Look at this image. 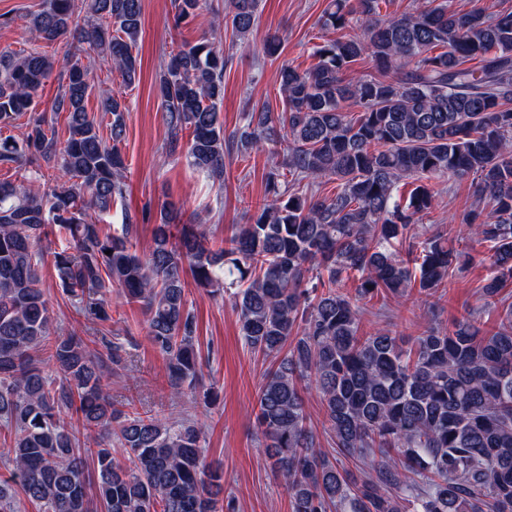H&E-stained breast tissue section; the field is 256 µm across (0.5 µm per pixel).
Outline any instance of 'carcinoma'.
Returning a JSON list of instances; mask_svg holds the SVG:
<instances>
[{
	"instance_id": "carcinoma-1",
	"label": "carcinoma",
	"mask_w": 512,
	"mask_h": 512,
	"mask_svg": "<svg viewBox=\"0 0 512 512\" xmlns=\"http://www.w3.org/2000/svg\"><path fill=\"white\" fill-rule=\"evenodd\" d=\"M387 2L330 0L319 22L351 34L316 46L306 69L281 67L286 108L252 109L229 137L219 121L224 51L203 36L170 56L158 83L169 154L183 148L194 168L220 179L230 148L284 142L282 167L295 181L337 183L336 194L307 198L269 173L253 222L217 250L205 225L179 224L171 203L143 257L128 245V214L122 235L104 233L127 194L125 106L106 100L107 141L86 110L94 79L81 57L0 52V125L27 117L22 140L0 138V164L18 175L0 182V428L10 438L0 448L9 470L0 512H16L20 493L40 512H224L222 474L207 462L205 424L194 415L215 391L198 389L187 271L198 287L228 296L245 345L274 360L256 419L292 512H512V303L490 329L473 312L408 341L386 329L361 333L364 304L425 302L448 286L452 264L471 263L470 242L489 245L484 299L512 281V8L456 11L422 0L410 13L383 14ZM258 7L228 0L225 26L246 37ZM174 8L178 28L201 16L203 0ZM29 24L35 39L76 40L135 82L142 0H44ZM361 57L379 75L346 77ZM58 64L52 111L67 113L64 140L36 108ZM470 176L489 209L463 213L456 245L419 229L434 207V181ZM405 180L412 189L403 198ZM55 229L67 246L51 252L53 266L94 326L91 338L50 337L39 244ZM111 288L141 304L147 339L166 360L180 406L166 416L125 411L107 390L112 371L127 369L124 346L104 334ZM46 345L55 377L36 356ZM311 387L333 447L372 458L376 478L316 448L305 409ZM91 433L97 448L82 446L80 435Z\"/></svg>"
}]
</instances>
